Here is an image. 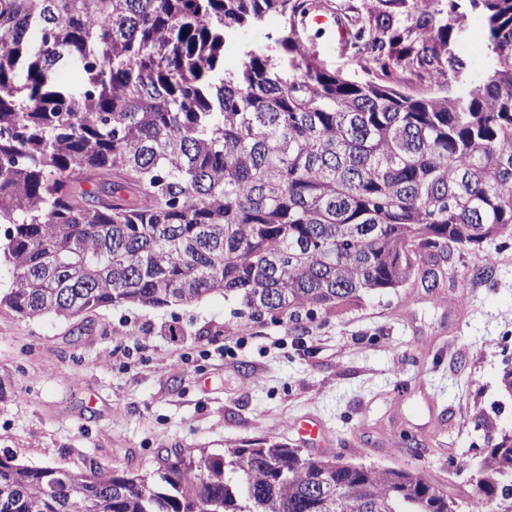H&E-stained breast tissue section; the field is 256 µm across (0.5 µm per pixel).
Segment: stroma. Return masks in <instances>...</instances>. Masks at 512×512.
Masks as SVG:
<instances>
[{
	"label": "stroma",
	"instance_id": "obj_1",
	"mask_svg": "<svg viewBox=\"0 0 512 512\" xmlns=\"http://www.w3.org/2000/svg\"><path fill=\"white\" fill-rule=\"evenodd\" d=\"M276 16L236 31L224 68L271 50ZM317 61L352 80L366 76L353 45L314 30ZM497 64L478 15L454 27L443 67L452 90ZM493 253L492 274L482 275ZM463 291L421 282L361 294L340 308L250 323L238 344L241 303L220 296L165 308L99 310L85 324L28 319L0 306V456L30 466L105 471L156 469L166 450L220 454L277 440L310 417L328 436L322 456L378 469H412L460 497L472 463L512 434V237L453 252ZM183 330L180 341L165 334Z\"/></svg>",
	"mask_w": 512,
	"mask_h": 512
}]
</instances>
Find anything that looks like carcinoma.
I'll list each match as a JSON object with an SVG mask.
<instances>
[{"instance_id": "cac0c4a2", "label": "carcinoma", "mask_w": 512, "mask_h": 512, "mask_svg": "<svg viewBox=\"0 0 512 512\" xmlns=\"http://www.w3.org/2000/svg\"><path fill=\"white\" fill-rule=\"evenodd\" d=\"M447 2V9L440 8ZM500 49L459 92L411 95L393 71L437 60L457 0H379L347 20L373 75L324 69L293 32L292 69H223L232 30L310 0H0V306L67 321L112 307L235 296L239 317L339 308L400 288L456 249L512 235V0H468ZM82 91L59 85L72 64ZM451 286L466 281L442 268ZM0 457V512H512V436L464 498L402 469L337 466L275 442L179 453L157 471H70Z\"/></svg>"}]
</instances>
